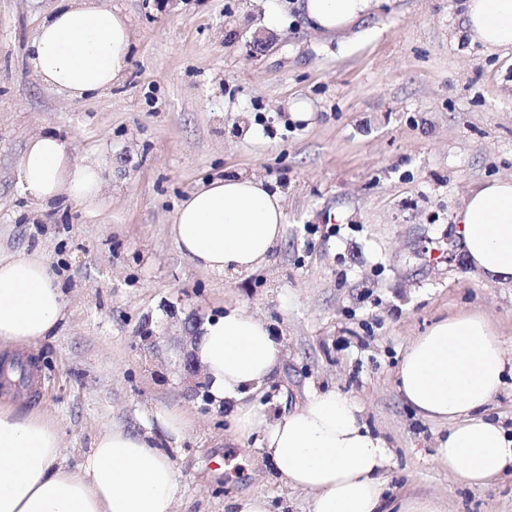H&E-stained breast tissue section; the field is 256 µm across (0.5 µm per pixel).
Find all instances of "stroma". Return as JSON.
I'll list each match as a JSON object with an SVG mask.
<instances>
[{
    "mask_svg": "<svg viewBox=\"0 0 512 512\" xmlns=\"http://www.w3.org/2000/svg\"><path fill=\"white\" fill-rule=\"evenodd\" d=\"M56 4L0 0V252L42 253L67 307L19 355L27 386L0 377V398L55 419L73 463L102 430L153 432L178 474L175 512H227L250 495L309 512L258 437L236 439L222 407L190 397L178 365L187 319L241 305L283 344L260 406L282 417L336 389L391 447L395 492L440 497L445 512H512L511 477L463 487L435 461L446 427L418 415L396 379L411 343L463 312L483 314L512 355V278L472 266L456 235L471 192L512 177V51L471 41L462 0H373L333 34L296 0H110L129 19L128 69L73 102L27 66ZM299 99L309 121L293 117ZM39 131L101 162L100 201L31 216L15 162ZM238 175L281 194L283 236L257 270L200 271L170 234L176 208ZM164 411L186 419L182 436L162 428Z\"/></svg>",
    "mask_w": 512,
    "mask_h": 512,
    "instance_id": "35a3bbf8",
    "label": "stroma"
}]
</instances>
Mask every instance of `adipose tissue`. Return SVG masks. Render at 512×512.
<instances>
[{
    "mask_svg": "<svg viewBox=\"0 0 512 512\" xmlns=\"http://www.w3.org/2000/svg\"><path fill=\"white\" fill-rule=\"evenodd\" d=\"M372 0H299L301 15L333 33L364 17ZM464 25L484 46L512 49V0H466ZM131 51L127 17L105 0H63L44 18L28 63L39 82L74 101L111 89ZM22 194L35 209L101 196L96 161H77L69 141L30 136L17 160ZM282 199L253 177L209 181L178 205L171 233L200 269L236 273L266 263L284 231ZM457 234L470 264L512 277V180L486 182L468 197ZM65 293L38 253L0 255V340L27 348L63 317ZM214 404L230 409L244 439L260 433L279 480L307 492L309 512H440L430 497L390 498L384 472L392 452L374 435L361 405L336 390H316L288 415L268 419L252 402L280 366L283 346L241 307L209 321L195 350ZM512 364L480 315L460 313L418 337L397 372L403 398L425 418L446 423L435 460L464 486L498 481L512 470V436L486 409ZM178 474L148 433L101 431L78 464L61 450V428L37 412L0 404V512H172Z\"/></svg>",
    "mask_w": 512,
    "mask_h": 512,
    "instance_id": "1",
    "label": "adipose tissue"
}]
</instances>
